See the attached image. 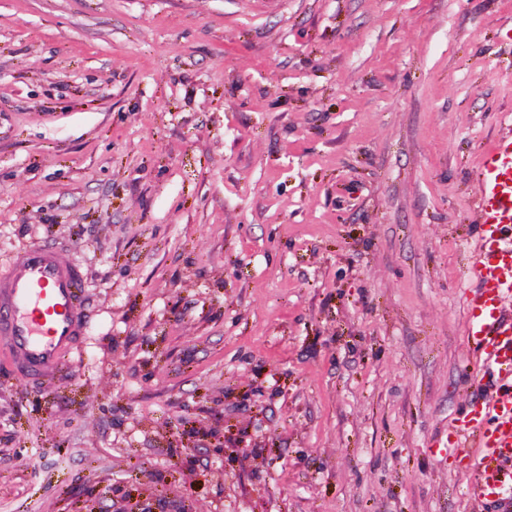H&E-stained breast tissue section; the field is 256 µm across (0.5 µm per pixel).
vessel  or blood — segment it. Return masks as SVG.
<instances>
[{
    "instance_id": "obj_1",
    "label": "vessel or blood",
    "mask_w": 512,
    "mask_h": 512,
    "mask_svg": "<svg viewBox=\"0 0 512 512\" xmlns=\"http://www.w3.org/2000/svg\"><path fill=\"white\" fill-rule=\"evenodd\" d=\"M477 198L467 333L496 381L449 428L448 450H479L486 466L478 495L495 499L498 465L512 461V134L484 149ZM89 327L85 274L67 247L28 246L0 269V371L39 389L63 380Z\"/></svg>"
}]
</instances>
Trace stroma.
Segmentation results:
<instances>
[{"mask_svg":"<svg viewBox=\"0 0 512 512\" xmlns=\"http://www.w3.org/2000/svg\"><path fill=\"white\" fill-rule=\"evenodd\" d=\"M512 0H0V265L68 246V378L0 374V512H498L448 429Z\"/></svg>","mask_w":512,"mask_h":512,"instance_id":"35a3bbf8","label":"stroma"}]
</instances>
